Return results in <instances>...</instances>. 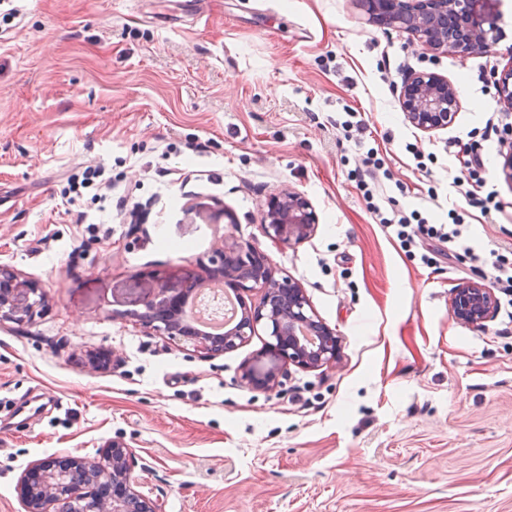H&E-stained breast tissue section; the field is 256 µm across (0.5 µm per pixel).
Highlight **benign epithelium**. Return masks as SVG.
Segmentation results:
<instances>
[{
	"mask_svg": "<svg viewBox=\"0 0 512 512\" xmlns=\"http://www.w3.org/2000/svg\"><path fill=\"white\" fill-rule=\"evenodd\" d=\"M482 0H368V13L376 22L403 28L423 38L434 50L466 52L482 45L497 30L496 16L484 11ZM499 96L512 107V61L497 81ZM399 98L407 120L416 128H443L458 104V91L448 79L435 73H414L402 84ZM317 217L298 193L281 190L266 201L262 230L281 243H300L311 238ZM221 265L214 270L233 280L242 291L263 290L260 304L244 311L237 325L222 337H212L164 318L187 301L193 281L179 285L162 282L155 297L146 304L142 325L159 336L189 346L195 352L216 356L244 344L256 329L265 330L269 341L252 362L243 367L242 379L252 388L267 390L280 382L286 365L318 370L339 357V336L314 313L298 281L277 279L263 255L249 248L225 244L215 251ZM41 296L39 284L14 270L0 269V320L22 322L31 317V299ZM497 297L479 281L457 285L453 290L451 314L458 323L483 328L494 317ZM310 327L316 336L314 347L300 342L294 331ZM132 453L119 442L102 450L97 458L53 457L44 459L23 476L18 493L24 512H68L71 500L95 494L99 506L93 512H164L157 499L142 495L131 477Z\"/></svg>",
	"mask_w": 512,
	"mask_h": 512,
	"instance_id": "7a95c632",
	"label": "benign epithelium"
}]
</instances>
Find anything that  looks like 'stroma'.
Wrapping results in <instances>:
<instances>
[{"label":"stroma","instance_id":"obj_1","mask_svg":"<svg viewBox=\"0 0 512 512\" xmlns=\"http://www.w3.org/2000/svg\"><path fill=\"white\" fill-rule=\"evenodd\" d=\"M0 22V266L45 300L0 321V512H24L20 477L56 456H133L137 489L165 512H512V310L457 323L453 289L489 280L477 255L512 253V167L487 119L512 123L494 71L512 61V0H488L499 38L467 54L426 50L369 23L361 0H11ZM447 77V127L406 119L412 71ZM355 110L365 125L345 140ZM431 159L417 166L406 144ZM474 145L503 207L472 223L473 254L431 269L374 223L351 178L369 149L392 173L386 209L462 204L454 155ZM95 161L141 226L60 203ZM315 209V234L261 232L282 189ZM88 220L79 223V212ZM251 245L305 289L341 340L336 364L290 368L256 391L241 366L257 331L206 357L151 335L138 315L159 281L200 276L219 242ZM111 352L108 367L92 358ZM62 399L20 426L14 403Z\"/></svg>","mask_w":512,"mask_h":512}]
</instances>
